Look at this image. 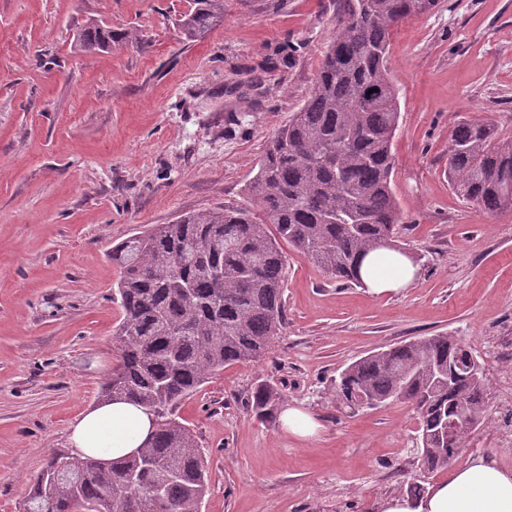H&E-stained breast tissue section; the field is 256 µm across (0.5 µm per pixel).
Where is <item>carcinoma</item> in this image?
<instances>
[{"label":"carcinoma","instance_id":"1","mask_svg":"<svg viewBox=\"0 0 512 512\" xmlns=\"http://www.w3.org/2000/svg\"><path fill=\"white\" fill-rule=\"evenodd\" d=\"M437 0H338L336 35L302 107L271 138L247 186L251 205H225L159 224L112 248L120 268L115 329L121 360L104 401L126 399L159 413L156 431L118 462L50 456L44 468L70 477L32 480L24 512H76L112 496L111 512H200L207 469L177 405L227 367L261 361L285 320L280 241L331 278L364 287L371 252L405 254L391 187L392 141L400 105L387 66L395 26ZM224 21V0H192L179 19L193 41ZM79 45L104 50L139 42L132 29L85 26ZM373 93H368V90ZM455 194L493 214L512 212V139L487 121L461 119L448 145ZM376 408L410 402L420 419L416 454L431 472L486 414L483 369L474 350L448 335L423 336L348 365L336 397ZM281 394L266 382L251 392L252 416L276 420Z\"/></svg>","mask_w":512,"mask_h":512}]
</instances>
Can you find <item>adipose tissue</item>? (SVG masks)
I'll return each instance as SVG.
<instances>
[{
	"label": "adipose tissue",
	"instance_id": "adipose-tissue-1",
	"mask_svg": "<svg viewBox=\"0 0 512 512\" xmlns=\"http://www.w3.org/2000/svg\"><path fill=\"white\" fill-rule=\"evenodd\" d=\"M385 251L370 254L362 277L370 292L383 294L413 283L416 269L396 257L392 272L377 275L373 266ZM154 417L144 407L128 402H103L80 413L69 426L68 443L73 456H91L109 463L133 454L153 434ZM378 512H512V469L501 467L486 455L471 457L447 479L432 485L418 500L394 496L382 499Z\"/></svg>",
	"mask_w": 512,
	"mask_h": 512
}]
</instances>
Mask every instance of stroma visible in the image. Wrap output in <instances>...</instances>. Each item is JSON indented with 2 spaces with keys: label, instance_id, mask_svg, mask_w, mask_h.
Masks as SVG:
<instances>
[{
  "label": "stroma",
  "instance_id": "1",
  "mask_svg": "<svg viewBox=\"0 0 512 512\" xmlns=\"http://www.w3.org/2000/svg\"><path fill=\"white\" fill-rule=\"evenodd\" d=\"M191 0H0V512H23L31 478L67 451L70 421L98 404L120 360L112 247L226 204L307 99L336 29V0H224V23L185 41ZM143 42L76 47L89 22ZM398 90L392 187L415 283L374 294L329 279L283 245L284 329L257 363L211 376L178 408L209 469L202 512H376L430 487L412 404L336 399L369 352L448 334L483 366L487 415L450 462L512 468V213L490 215L448 183L459 119L512 137V0H438L393 30ZM260 381L319 423L316 438L260 423Z\"/></svg>",
  "mask_w": 512,
  "mask_h": 512
}]
</instances>
